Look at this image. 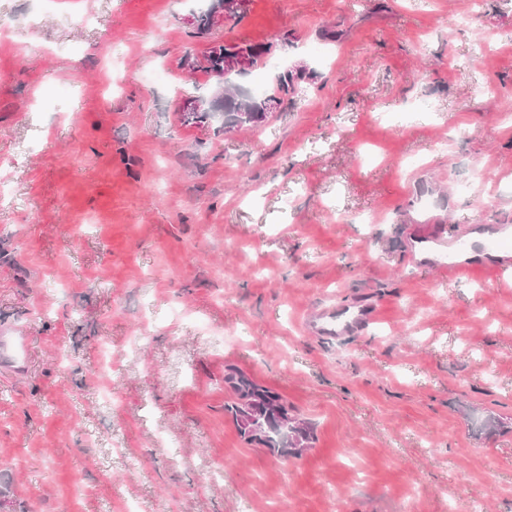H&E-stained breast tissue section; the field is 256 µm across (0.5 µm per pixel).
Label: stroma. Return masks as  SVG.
<instances>
[{"instance_id":"35a3bbf8","label":"stroma","mask_w":512,"mask_h":512,"mask_svg":"<svg viewBox=\"0 0 512 512\" xmlns=\"http://www.w3.org/2000/svg\"><path fill=\"white\" fill-rule=\"evenodd\" d=\"M211 3L0 0L13 512H512V290L406 247L512 223V0H250L197 35ZM285 33L244 76L181 65ZM298 65L258 127L185 123L187 99ZM351 303L361 332L307 330ZM231 367L312 448L241 438Z\"/></svg>"}]
</instances>
